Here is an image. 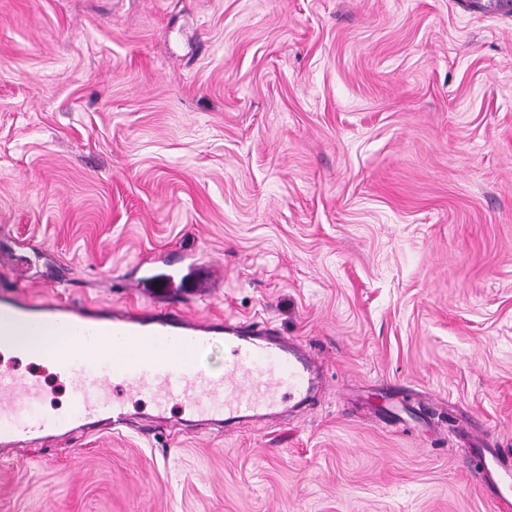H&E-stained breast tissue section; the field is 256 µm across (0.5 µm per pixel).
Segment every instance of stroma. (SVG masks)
<instances>
[{"instance_id": "1", "label": "stroma", "mask_w": 512, "mask_h": 512, "mask_svg": "<svg viewBox=\"0 0 512 512\" xmlns=\"http://www.w3.org/2000/svg\"><path fill=\"white\" fill-rule=\"evenodd\" d=\"M312 346L266 425L78 432L0 512H493L512 454V15L463 0H0V290ZM142 287L132 293L131 278ZM473 473L484 493L496 505L498 512L512 511V458L499 448L481 445L470 448Z\"/></svg>"}]
</instances>
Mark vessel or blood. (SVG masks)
Listing matches in <instances>:
<instances>
[{"label":"vessel or blood","instance_id":"vessel-or-blood-1","mask_svg":"<svg viewBox=\"0 0 512 512\" xmlns=\"http://www.w3.org/2000/svg\"><path fill=\"white\" fill-rule=\"evenodd\" d=\"M52 329L49 350L58 373L72 391L67 413L44 408V388L36 378L0 369V447L20 450L32 442L51 444L69 432L107 422L122 423L124 402L112 395L149 396L156 419H165L172 401L218 427L254 417L271 418L278 407L323 388L317 360L303 341L281 336L263 322L230 318L201 321L179 304L143 309L121 307L91 312L70 301L33 304L0 295V341L25 331ZM111 337L112 348L87 362L77 345L94 346ZM224 345V370L214 373L205 356ZM177 344L199 356L184 366L169 362L165 347ZM473 473L497 512H512V457L487 446L470 451Z\"/></svg>","mask_w":512,"mask_h":512}]
</instances>
